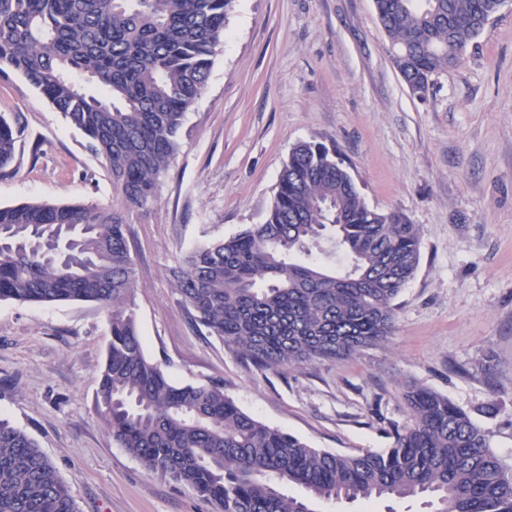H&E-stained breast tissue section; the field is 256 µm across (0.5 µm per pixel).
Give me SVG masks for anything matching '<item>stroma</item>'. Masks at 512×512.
Here are the masks:
<instances>
[{"instance_id": "stroma-1", "label": "stroma", "mask_w": 512, "mask_h": 512, "mask_svg": "<svg viewBox=\"0 0 512 512\" xmlns=\"http://www.w3.org/2000/svg\"><path fill=\"white\" fill-rule=\"evenodd\" d=\"M0 113L24 129L0 206L114 201L101 159L22 77ZM335 144L366 204L420 231V262L385 346L261 371L195 328L169 277L177 257L263 223L295 144ZM146 355L175 382L220 380L244 412L312 447H388L415 382L474 412L512 465V0L460 64L414 94L374 0H235L207 87L187 112L157 200L128 216ZM110 339L91 302L0 301V418L32 437L77 512H214L119 448L93 409Z\"/></svg>"}]
</instances>
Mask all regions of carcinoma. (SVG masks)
Returning a JSON list of instances; mask_svg holds the SVG:
<instances>
[{"label":"carcinoma","instance_id":"1","mask_svg":"<svg viewBox=\"0 0 512 512\" xmlns=\"http://www.w3.org/2000/svg\"><path fill=\"white\" fill-rule=\"evenodd\" d=\"M235 0H0V77L42 94L105 161L108 205L0 207V300L93 302L111 340L95 411L150 471L216 512H314L318 501L422 498L430 512H512V467L448 397L405 385L409 422L389 447L334 453L242 411L216 380L177 383L137 328L139 275L126 214L156 201L186 112L203 94ZM413 93L458 63L503 0H374ZM79 75L104 96L85 92ZM22 131L0 115V170ZM420 262L416 225L369 207L336 148L294 146L263 224L197 247L170 269L197 328L261 370L334 363L385 344ZM306 490L282 493L284 485ZM0 512H77L26 432L0 419Z\"/></svg>","mask_w":512,"mask_h":512}]
</instances>
